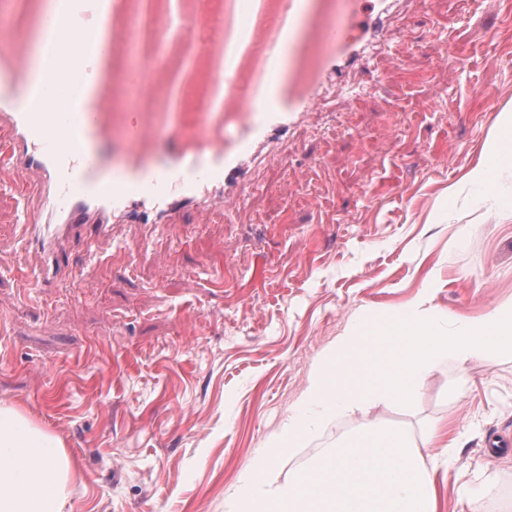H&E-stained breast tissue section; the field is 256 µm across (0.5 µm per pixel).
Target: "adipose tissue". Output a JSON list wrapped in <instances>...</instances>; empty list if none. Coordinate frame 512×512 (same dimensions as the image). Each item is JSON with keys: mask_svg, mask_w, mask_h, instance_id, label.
<instances>
[{"mask_svg": "<svg viewBox=\"0 0 512 512\" xmlns=\"http://www.w3.org/2000/svg\"><path fill=\"white\" fill-rule=\"evenodd\" d=\"M474 178L495 183L512 168V122ZM512 353V302L479 321L448 322L423 293L388 313L356 314L313 362L298 407L266 441L224 498V512H437L435 475L448 461V427L420 437L367 420L376 408L410 404L426 375L452 362L466 376L472 362ZM365 424L300 461L324 425L345 417ZM76 467L61 438L14 404H0V512H67Z\"/></svg>", "mask_w": 512, "mask_h": 512, "instance_id": "adipose-tissue-1", "label": "adipose tissue"}]
</instances>
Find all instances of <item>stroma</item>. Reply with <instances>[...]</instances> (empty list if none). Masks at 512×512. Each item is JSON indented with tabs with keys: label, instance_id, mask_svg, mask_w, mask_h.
I'll return each instance as SVG.
<instances>
[{
	"label": "stroma",
	"instance_id": "stroma-1",
	"mask_svg": "<svg viewBox=\"0 0 512 512\" xmlns=\"http://www.w3.org/2000/svg\"><path fill=\"white\" fill-rule=\"evenodd\" d=\"M329 93L278 161L253 172L240 210L169 226L146 247L126 225L98 244L85 287L73 246L49 282L16 225L36 199L0 190V403L58 434L82 477L71 512H224V494L295 409L310 366L360 310L392 311L432 286L449 320L512 301V171L496 191L472 171L512 115V0H417L387 47ZM452 363L412 404L378 409L412 436L447 422L455 461L439 512L512 507V354Z\"/></svg>",
	"mask_w": 512,
	"mask_h": 512
}]
</instances>
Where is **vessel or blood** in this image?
Listing matches in <instances>:
<instances>
[{
  "mask_svg": "<svg viewBox=\"0 0 512 512\" xmlns=\"http://www.w3.org/2000/svg\"><path fill=\"white\" fill-rule=\"evenodd\" d=\"M413 0H62L43 22L42 82L28 79L32 0L0 25V161L24 170L39 210L19 235L59 275L71 242L94 252L127 224L236 210L255 166L332 88L383 50ZM71 41L63 77L57 41ZM109 68L86 102L83 76ZM64 92L70 107L49 112Z\"/></svg>",
  "mask_w": 512,
  "mask_h": 512,
  "instance_id": "vessel-or-blood-1",
  "label": "vessel or blood"
}]
</instances>
